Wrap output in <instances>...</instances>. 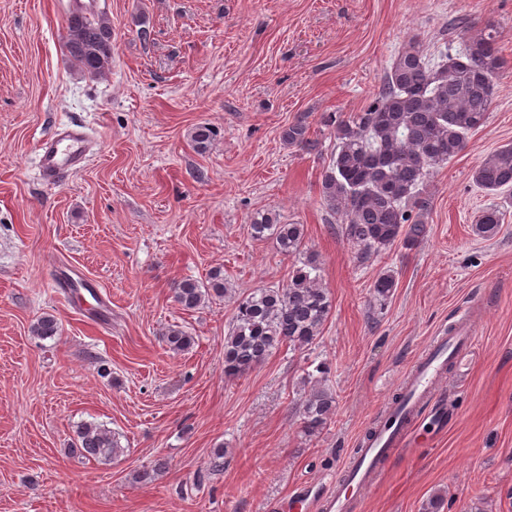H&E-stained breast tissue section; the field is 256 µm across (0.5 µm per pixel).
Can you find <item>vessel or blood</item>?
<instances>
[{
  "instance_id": "vessel-or-blood-1",
  "label": "vessel or blood",
  "mask_w": 512,
  "mask_h": 512,
  "mask_svg": "<svg viewBox=\"0 0 512 512\" xmlns=\"http://www.w3.org/2000/svg\"><path fill=\"white\" fill-rule=\"evenodd\" d=\"M92 140L84 125L72 124L52 139L40 142L36 166L41 178L58 181L80 169L89 158ZM480 336L468 315L448 330L432 337L428 347L416 358L404 383L409 400L403 409L389 407L383 420L372 427L358 448L352 449L343 468L331 482L340 488L369 490L382 473L388 455L406 446V428L414 420L420 404L442 383L447 361L459 358L476 348Z\"/></svg>"
}]
</instances>
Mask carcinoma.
<instances>
[{"label":"carcinoma","mask_w":512,"mask_h":512,"mask_svg":"<svg viewBox=\"0 0 512 512\" xmlns=\"http://www.w3.org/2000/svg\"><path fill=\"white\" fill-rule=\"evenodd\" d=\"M454 41L436 54L428 53L414 38L393 58L381 77L370 103L349 115L326 120L333 145L322 174L321 199L338 218L341 233L360 250V258L396 243L413 247L427 233L431 197L426 185L431 176L462 153L468 135L487 123L494 96V79L507 61L500 54L496 25L481 28L463 19L453 23ZM64 45L74 63L94 77L112 72V23L106 14L87 12L78 5L67 17ZM307 118L300 117L282 130L290 147L320 152L322 142L309 135ZM214 137L207 125L191 134L198 149ZM482 191L498 194L512 190V144L491 152L473 172ZM503 221L499 207L482 211L477 231L496 233ZM256 240L275 241L281 254L295 259L288 281L235 296L216 267L200 283L185 279L176 284L174 297L185 311L213 298H228L234 313L224 336V375L238 377L259 364L280 345L304 351L317 340L331 311L329 292L323 287L316 260L304 251V225L283 224L270 212L256 213L249 224ZM396 287L385 271L373 283L375 299L384 304ZM52 315L39 317L31 333L40 338L58 334ZM174 354L189 350L194 337L178 326L164 336ZM320 376L307 374L309 390L299 410L303 433H320L333 417L336 397ZM70 451L85 459L107 460L122 452L112 431L95 423L77 427Z\"/></svg>","instance_id":"obj_1"}]
</instances>
